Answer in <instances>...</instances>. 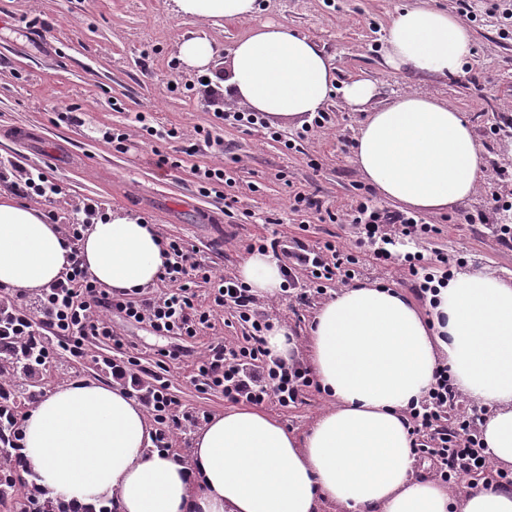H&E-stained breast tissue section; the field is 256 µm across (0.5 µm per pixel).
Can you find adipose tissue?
<instances>
[{
  "mask_svg": "<svg viewBox=\"0 0 512 512\" xmlns=\"http://www.w3.org/2000/svg\"><path fill=\"white\" fill-rule=\"evenodd\" d=\"M183 17L238 20L255 0H173ZM473 59L470 30L453 14L408 7L392 19L383 61L420 79L447 78ZM330 58L315 39L285 24L256 25L231 54L224 87L272 116L321 111L334 92ZM369 80L342 95L370 112L355 140L363 178L411 209L444 212L470 200L486 166L470 122L419 93L371 108ZM101 287L131 291L163 269L154 225L121 211L87 229L81 244ZM70 250L41 211L0 200V286L35 292L69 266ZM238 277L260 297L284 283L269 253L247 254ZM308 363L328 407L302 434L266 410L236 406L197 434L191 464L151 450V427L124 389L78 381L48 391L23 424L28 468L53 495L117 512H512V491L455 489L415 474L405 411L419 403L439 363L458 389L490 407L483 440L493 462L512 468V282L485 272L456 274L422 313L378 283L342 288L313 316Z\"/></svg>",
  "mask_w": 512,
  "mask_h": 512,
  "instance_id": "ef3b65f1",
  "label": "adipose tissue"
}]
</instances>
